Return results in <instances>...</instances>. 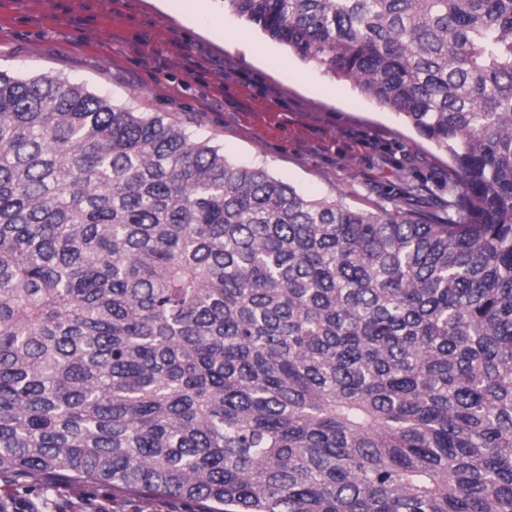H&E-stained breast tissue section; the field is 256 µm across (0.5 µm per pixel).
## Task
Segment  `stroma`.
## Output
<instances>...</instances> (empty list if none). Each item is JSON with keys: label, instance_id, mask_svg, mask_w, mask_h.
<instances>
[{"label": "stroma", "instance_id": "stroma-1", "mask_svg": "<svg viewBox=\"0 0 512 512\" xmlns=\"http://www.w3.org/2000/svg\"><path fill=\"white\" fill-rule=\"evenodd\" d=\"M224 21L212 30L210 16ZM244 32L253 58L228 37ZM0 70L57 76L136 112H159L235 161L265 168L303 196L373 211L441 209L451 161L405 120L349 83L289 55L222 0H0ZM29 512H158L156 499L106 485L0 481Z\"/></svg>", "mask_w": 512, "mask_h": 512}]
</instances>
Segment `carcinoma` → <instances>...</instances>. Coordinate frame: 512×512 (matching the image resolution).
I'll use <instances>...</instances> for the list:
<instances>
[{
    "label": "carcinoma",
    "instance_id": "1",
    "mask_svg": "<svg viewBox=\"0 0 512 512\" xmlns=\"http://www.w3.org/2000/svg\"><path fill=\"white\" fill-rule=\"evenodd\" d=\"M447 152L310 199L0 71V477L197 512H512V0H224Z\"/></svg>",
    "mask_w": 512,
    "mask_h": 512
}]
</instances>
